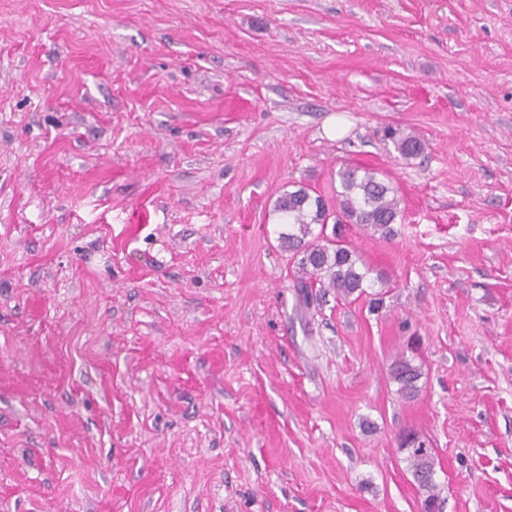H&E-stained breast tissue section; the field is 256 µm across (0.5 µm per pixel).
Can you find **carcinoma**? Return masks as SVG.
Wrapping results in <instances>:
<instances>
[{
    "instance_id": "cac0c4a2",
    "label": "carcinoma",
    "mask_w": 512,
    "mask_h": 512,
    "mask_svg": "<svg viewBox=\"0 0 512 512\" xmlns=\"http://www.w3.org/2000/svg\"><path fill=\"white\" fill-rule=\"evenodd\" d=\"M383 140L392 144L404 160L415 159L424 151V142L412 131L388 126ZM340 190L336 194V209H331L319 195H312L300 186L286 190L273 203V212L288 231L279 235L281 247L299 255L296 287L304 300L332 293L338 299H348L365 293L371 270L358 252L338 234L343 224H357L374 235L388 238L393 224L401 219L400 199L391 181L375 169L342 166L337 171ZM320 226L313 234L312 226ZM332 226L331 233L326 227ZM391 381L398 394L407 400L419 391L420 368L406 356L396 359L389 368ZM402 449L408 452V462L415 484L425 492L427 512L440 506L441 489L435 480V458L425 441L407 432L401 438Z\"/></svg>"
}]
</instances>
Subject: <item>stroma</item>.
Wrapping results in <instances>:
<instances>
[{"label":"stroma","mask_w":512,"mask_h":512,"mask_svg":"<svg viewBox=\"0 0 512 512\" xmlns=\"http://www.w3.org/2000/svg\"><path fill=\"white\" fill-rule=\"evenodd\" d=\"M345 164L377 311L278 240ZM409 431L512 512V0H0V512H424ZM382 137L392 144L394 151L403 160L415 159L424 151V142L412 131L388 126L383 129ZM337 176L341 190L336 191V212L304 186L285 190L273 203L272 211L279 224L288 225V232L279 235L281 247L300 256L295 287L306 305L314 288H319L315 289L316 298L333 293L336 299H348L355 294L357 299L369 287L371 270L338 234L339 226L357 224L372 235L388 238L394 232L392 225L402 216L395 188L377 170L346 165L339 168ZM330 218L332 231L327 235ZM313 225L320 226L316 236ZM421 375L420 368L404 355L396 359L389 368L390 379L397 385L398 394L407 400L418 395Z\"/></svg>","instance_id":"stroma-1"}]
</instances>
